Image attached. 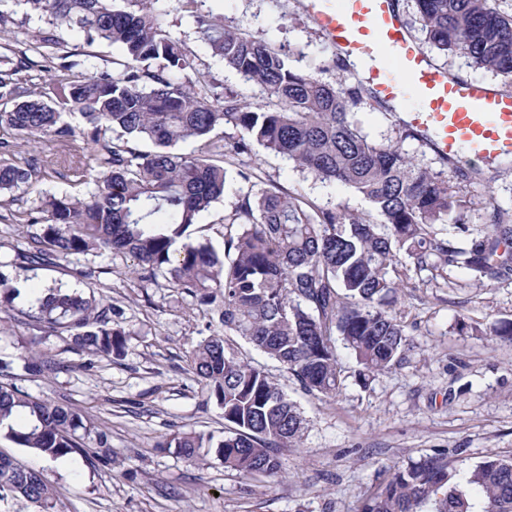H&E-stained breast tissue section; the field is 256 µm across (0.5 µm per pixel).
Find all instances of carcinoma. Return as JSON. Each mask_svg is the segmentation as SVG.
Returning a JSON list of instances; mask_svg holds the SVG:
<instances>
[{
  "instance_id": "obj_1",
  "label": "carcinoma",
  "mask_w": 512,
  "mask_h": 512,
  "mask_svg": "<svg viewBox=\"0 0 512 512\" xmlns=\"http://www.w3.org/2000/svg\"><path fill=\"white\" fill-rule=\"evenodd\" d=\"M56 28L83 34L88 44L120 47L116 74L91 52L78 59L0 43V194L31 186L48 164L32 155L14 160L15 140L49 136L76 158L69 176L93 184L82 197L47 195L29 224L40 225L22 262L49 266L71 255L102 250L128 255L143 281L163 275L194 298L219 326L192 351L191 369L207 400L224 412V436L176 433L166 443L188 461L212 448L224 468L244 478L280 471L279 450L294 446L307 428L297 404L262 366L240 357L226 332L288 370L306 392L334 398L344 386L336 342L354 356L358 376L398 364L406 345L402 317L393 308L411 272L427 283L448 282L463 268L477 280L512 275V224L465 219L461 183L482 172L455 169V179L423 166L400 146L365 136L355 114L379 104L348 64L336 83L292 66L288 54L216 18L191 14L212 55L254 83L276 107L246 103L229 93L198 92L180 73L188 55L165 29L153 0H17ZM414 26L436 49L476 68L512 77V18L490 0H414ZM60 62H55V59ZM60 75L46 87L33 70ZM80 116L75 129L66 117ZM219 125L239 135L220 144ZM149 142L152 149L138 148ZM190 152H178L181 143ZM258 144L323 181H339L371 206L367 215L322 208L297 190L278 186L247 193L224 220V247L191 237L198 216L222 197L228 166ZM450 223L467 246L437 236ZM33 317L69 333L70 349L91 356L126 355V332L106 299L51 288ZM17 445L58 459L93 435L105 463L108 435L93 431L71 407L0 383V432ZM482 495L477 504L470 491ZM24 499L53 508V488L41 471L0 454V500ZM512 512V455H493L469 471L448 469L443 452L399 467L366 496L361 512Z\"/></svg>"
}]
</instances>
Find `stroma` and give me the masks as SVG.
<instances>
[{"instance_id": "1", "label": "stroma", "mask_w": 512, "mask_h": 512, "mask_svg": "<svg viewBox=\"0 0 512 512\" xmlns=\"http://www.w3.org/2000/svg\"><path fill=\"white\" fill-rule=\"evenodd\" d=\"M195 6L227 29L285 51L295 68L316 71L327 82L339 75L336 53L306 16L303 0H196ZM153 8L192 58L185 76L196 88L265 103L258 87L206 49L185 0H155ZM0 9L10 14L6 39L18 48H28L48 27L15 0H0ZM355 118L368 139L399 143L416 162L448 171L423 142L400 139L384 109L367 106ZM32 154L52 172L0 206V273L24 288L104 296L118 309L117 320L128 335L125 357H92L70 350L66 334L48 332L28 318V298L0 309V360L11 363L13 383L37 397L68 400L107 433L112 447L108 465L94 456L90 438L85 450L50 460L0 435V454L44 471L55 512H360L365 496L385 483L395 466L442 452L449 468L463 472L486 457L512 453V343L490 334L493 324L512 320V278L481 282L454 269L447 287L422 285L416 275L399 293L395 309L405 318L409 339L402 362L363 382L355 360L342 355L346 380L332 399L306 393L286 369L236 338L242 357L268 369L298 404L308 428L296 446L282 449L276 476L246 480L211 455L188 462L166 448L171 435L224 433L221 410L205 402L187 366L190 351L208 335L207 317L165 278L148 283L131 278L132 259L108 251L74 255L50 267L19 264L17 254L26 248L32 227L16 221V214L36 209L50 194L86 191L63 176L71 158L61 144L47 137L18 141L16 161ZM235 166L252 170V182L234 181L192 228L194 236L217 246L224 240V218L238 199L273 185L299 190L323 207L352 214L371 210L348 186L316 179L258 145ZM465 196L470 223H487L496 210L512 224V164L486 168L482 184L467 188ZM88 265L100 272L92 284L78 274ZM461 319L468 330L458 329ZM34 356L62 367L48 377L29 374L24 365Z\"/></svg>"}]
</instances>
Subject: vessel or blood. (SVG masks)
<instances>
[{"label": "vessel or blood", "instance_id": "vessel-or-blood-1", "mask_svg": "<svg viewBox=\"0 0 512 512\" xmlns=\"http://www.w3.org/2000/svg\"><path fill=\"white\" fill-rule=\"evenodd\" d=\"M337 56L442 157L494 167L512 160V93L436 67L408 32L394 0H304Z\"/></svg>", "mask_w": 512, "mask_h": 512}]
</instances>
